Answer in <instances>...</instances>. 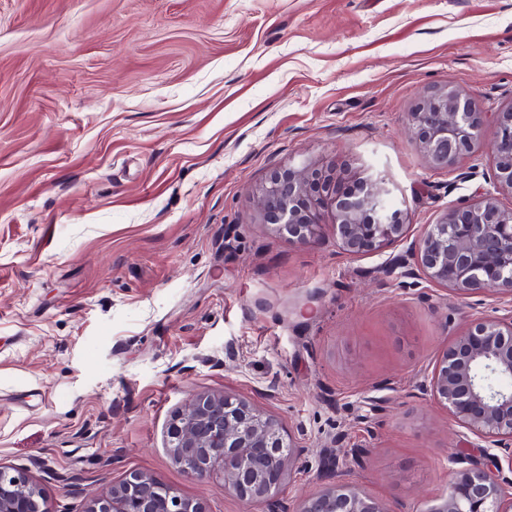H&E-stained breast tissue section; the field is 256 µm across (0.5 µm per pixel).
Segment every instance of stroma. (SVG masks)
I'll list each match as a JSON object with an SVG mask.
<instances>
[{"label": "stroma", "instance_id": "stroma-1", "mask_svg": "<svg viewBox=\"0 0 512 512\" xmlns=\"http://www.w3.org/2000/svg\"><path fill=\"white\" fill-rule=\"evenodd\" d=\"M443 89L512 105V0H0V463L57 512L133 474L205 512L339 478L425 512L476 438L424 388L512 307L402 266L447 210L512 207L492 128L442 169L411 145ZM301 164L385 178L406 236L351 258L276 232L253 195ZM224 392L300 450L266 501L170 455L176 411Z\"/></svg>", "mask_w": 512, "mask_h": 512}]
</instances>
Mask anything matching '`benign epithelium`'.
Segmentation results:
<instances>
[{
    "label": "benign epithelium",
    "mask_w": 512,
    "mask_h": 512,
    "mask_svg": "<svg viewBox=\"0 0 512 512\" xmlns=\"http://www.w3.org/2000/svg\"><path fill=\"white\" fill-rule=\"evenodd\" d=\"M485 122L471 100L454 90L425 98L410 114L414 145L436 166L469 152ZM496 183L512 192V105L491 113ZM380 180L303 165L277 169L254 197L263 223L299 244L321 234L320 211L342 252L359 256L404 237L408 223L385 203ZM432 281L462 294L494 292L512 302V208L491 192L445 212L430 224L411 252ZM425 394L448 409L450 420L500 453L468 448L450 454L448 490L425 512H512V309L505 317L476 318L442 352ZM171 455L188 475L204 480L216 467L224 492L251 502L284 485L297 452L278 421L228 394L198 395L170 423ZM0 512H55L42 488L0 465ZM86 512H204L153 479L133 474L97 498ZM290 512H397L385 501L338 481L295 502Z\"/></svg>",
    "instance_id": "obj_1"
}]
</instances>
